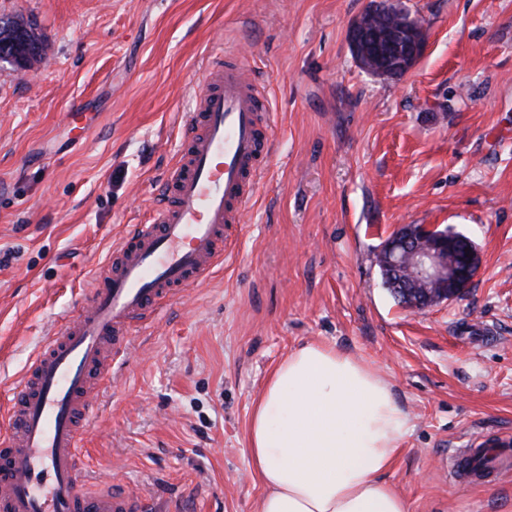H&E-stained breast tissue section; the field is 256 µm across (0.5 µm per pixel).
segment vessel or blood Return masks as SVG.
I'll list each match as a JSON object with an SVG mask.
<instances>
[{
	"label": "vessel or blood",
	"instance_id": "1",
	"mask_svg": "<svg viewBox=\"0 0 512 512\" xmlns=\"http://www.w3.org/2000/svg\"><path fill=\"white\" fill-rule=\"evenodd\" d=\"M264 99L243 66L208 65L184 148L152 220L115 246L77 314L31 359L0 434V512H148L140 493L82 490L92 400L129 355L132 332L213 272L268 164Z\"/></svg>",
	"mask_w": 512,
	"mask_h": 512
}]
</instances>
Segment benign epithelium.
<instances>
[{"mask_svg":"<svg viewBox=\"0 0 512 512\" xmlns=\"http://www.w3.org/2000/svg\"><path fill=\"white\" fill-rule=\"evenodd\" d=\"M347 37L366 71L390 78L407 73L426 47L420 20L388 0H381L353 21ZM411 228L413 237L396 240L381 255L386 265L408 268L418 283L431 288L423 298L405 292L408 305L426 308L462 296L478 268L479 254L457 257L448 235L433 224H413Z\"/></svg>","mask_w":512,"mask_h":512,"instance_id":"benign-epithelium-1","label":"benign epithelium"}]
</instances>
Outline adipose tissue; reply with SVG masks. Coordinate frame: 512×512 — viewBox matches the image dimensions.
<instances>
[{
  "instance_id": "1",
  "label": "adipose tissue",
  "mask_w": 512,
  "mask_h": 512,
  "mask_svg": "<svg viewBox=\"0 0 512 512\" xmlns=\"http://www.w3.org/2000/svg\"><path fill=\"white\" fill-rule=\"evenodd\" d=\"M389 382L369 363L305 342L255 401L249 463L259 512H409L386 480L409 429Z\"/></svg>"
}]
</instances>
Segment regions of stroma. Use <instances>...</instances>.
<instances>
[{"mask_svg":"<svg viewBox=\"0 0 512 512\" xmlns=\"http://www.w3.org/2000/svg\"><path fill=\"white\" fill-rule=\"evenodd\" d=\"M372 4L0 0L47 39L31 74L0 62V404L151 218L202 69L241 61L272 109L233 250L139 330L97 401L89 487L140 489L151 512H257L252 403L315 341L374 366L409 413L387 479L410 512H512V468L471 482L441 466L472 440L512 442V0H403L426 50L394 79L364 71L347 40ZM403 224L472 238L462 297L390 296L376 256Z\"/></svg>","mask_w":512,"mask_h":512,"instance_id":"stroma-1","label":"stroma"}]
</instances>
